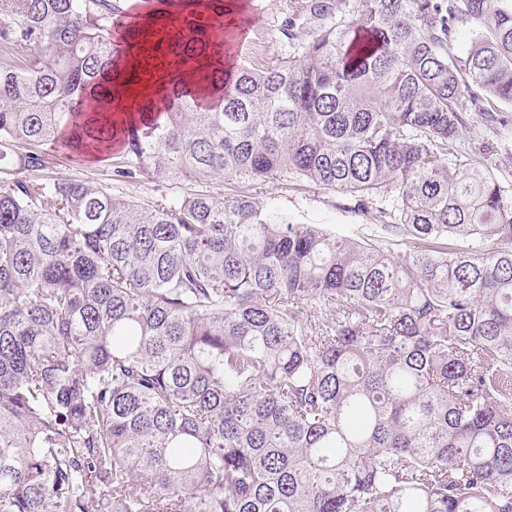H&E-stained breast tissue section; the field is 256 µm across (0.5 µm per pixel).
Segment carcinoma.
<instances>
[{"label": "carcinoma", "mask_w": 512, "mask_h": 512, "mask_svg": "<svg viewBox=\"0 0 512 512\" xmlns=\"http://www.w3.org/2000/svg\"><path fill=\"white\" fill-rule=\"evenodd\" d=\"M284 56L112 117L120 0H0V512H512V0H285ZM482 27L464 53L453 34ZM341 191L356 239L241 192ZM404 246L402 256L395 248ZM480 131L488 139L489 150L482 155L483 160L498 178L506 194L512 196V137L509 132L493 130L480 125ZM492 147V148H491ZM56 144L43 146L48 163L43 170L35 172L33 179L49 181L57 178H81L105 186L110 191L129 200L146 202L161 194L169 198L182 196L189 192L215 190L221 188L226 194L245 191L261 206L270 212L281 214L292 224H329L333 231L342 235H354L369 232V225L379 224L378 212L354 214L350 209L354 201L350 196L332 189L323 188L310 182L276 181L251 184L245 188L217 182L216 184L160 183L146 176L131 182L116 180L112 164L116 159H82L71 162L69 154L62 148L54 149Z\"/></svg>", "instance_id": "cac0c4a2"}]
</instances>
